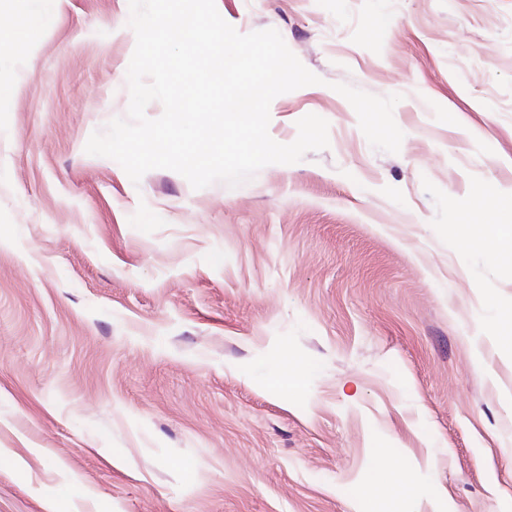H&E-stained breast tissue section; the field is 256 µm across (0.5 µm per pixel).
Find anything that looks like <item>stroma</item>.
<instances>
[{"mask_svg": "<svg viewBox=\"0 0 512 512\" xmlns=\"http://www.w3.org/2000/svg\"><path fill=\"white\" fill-rule=\"evenodd\" d=\"M321 82L236 187L132 183L129 0H61L0 83V512H512V0H215ZM401 95L398 153L333 86Z\"/></svg>", "mask_w": 512, "mask_h": 512, "instance_id": "obj_1", "label": "stroma"}]
</instances>
